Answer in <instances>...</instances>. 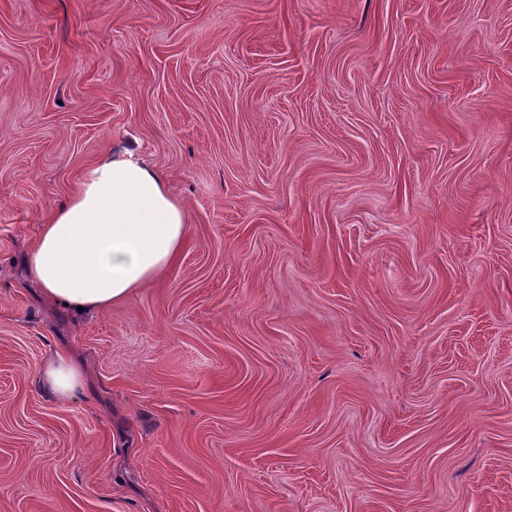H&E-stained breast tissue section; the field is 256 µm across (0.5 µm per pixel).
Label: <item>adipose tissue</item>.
<instances>
[{"label":"adipose tissue","mask_w":512,"mask_h":512,"mask_svg":"<svg viewBox=\"0 0 512 512\" xmlns=\"http://www.w3.org/2000/svg\"><path fill=\"white\" fill-rule=\"evenodd\" d=\"M187 216L163 175L136 151L104 155L40 225L24 264L42 296L74 312L104 311L173 265ZM56 396L81 386L79 365L57 352L41 369Z\"/></svg>","instance_id":"ef3b65f1"}]
</instances>
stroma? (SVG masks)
I'll list each match as a JSON object with an SVG mask.
<instances>
[{
	"instance_id": "1",
	"label": "stroma",
	"mask_w": 512,
	"mask_h": 512,
	"mask_svg": "<svg viewBox=\"0 0 512 512\" xmlns=\"http://www.w3.org/2000/svg\"><path fill=\"white\" fill-rule=\"evenodd\" d=\"M127 147L187 243L74 316ZM0 512H512V0H0ZM186 224L163 175L134 150L110 152L40 224L24 264L42 296L60 308L104 311L173 265ZM42 380L56 396H71L81 386L79 365L66 353L56 352L41 369Z\"/></svg>"
}]
</instances>
